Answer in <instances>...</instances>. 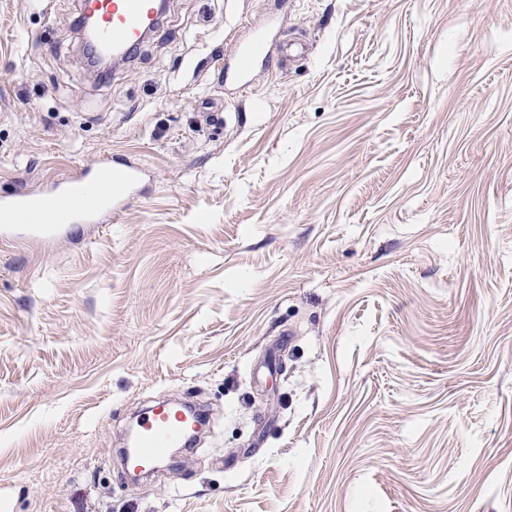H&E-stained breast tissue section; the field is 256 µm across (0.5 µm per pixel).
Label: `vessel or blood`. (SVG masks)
<instances>
[{
    "instance_id": "vessel-or-blood-1",
    "label": "vessel or blood",
    "mask_w": 512,
    "mask_h": 512,
    "mask_svg": "<svg viewBox=\"0 0 512 512\" xmlns=\"http://www.w3.org/2000/svg\"><path fill=\"white\" fill-rule=\"evenodd\" d=\"M155 0H80V12L95 20V39L107 51L138 46L154 19ZM304 45L273 42L257 33L236 42L224 56V70L248 87L257 67L274 54L298 56ZM145 167L127 157L104 154L91 164L52 179L37 190L0 197V241L32 242L45 247L71 234L77 224H105L137 196ZM189 426L181 412L158 404L145 411L130 459L133 468H158L169 449L180 447Z\"/></svg>"
}]
</instances>
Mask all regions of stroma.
I'll list each match as a JSON object with an SVG mask.
<instances>
[{"label":"stroma","mask_w":512,"mask_h":512,"mask_svg":"<svg viewBox=\"0 0 512 512\" xmlns=\"http://www.w3.org/2000/svg\"><path fill=\"white\" fill-rule=\"evenodd\" d=\"M77 3L0 0V195L155 180L0 243V512H512V0H170L101 82ZM269 15L307 50L237 93ZM173 397L209 434L129 482ZM146 176L142 164L103 154L40 189L1 196L0 240L51 247L71 234L74 224H106L135 199Z\"/></svg>","instance_id":"stroma-1"}]
</instances>
